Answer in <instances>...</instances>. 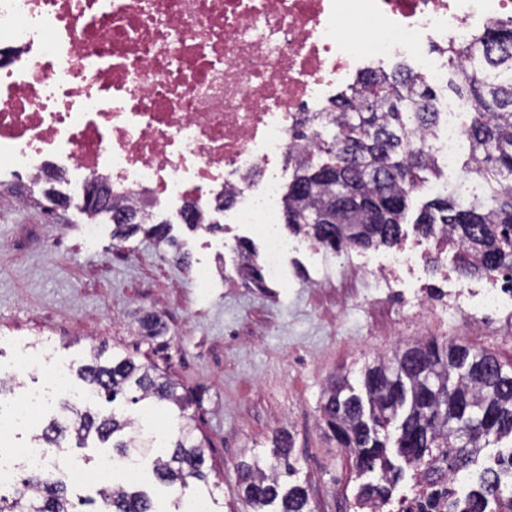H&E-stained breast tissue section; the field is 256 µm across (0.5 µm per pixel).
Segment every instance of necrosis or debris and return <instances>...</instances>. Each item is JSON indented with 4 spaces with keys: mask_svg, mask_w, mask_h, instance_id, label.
I'll return each instance as SVG.
<instances>
[{
    "mask_svg": "<svg viewBox=\"0 0 512 512\" xmlns=\"http://www.w3.org/2000/svg\"><path fill=\"white\" fill-rule=\"evenodd\" d=\"M505 18L512 0H0V163L33 181L50 167L92 174L136 206L197 204L215 189L235 223L265 237L275 276L295 246L279 229V171L289 156L316 153L314 137H293L305 116L375 61L412 60L430 84L446 85L437 50ZM463 135L461 113H447L426 141L430 155L454 167ZM447 252L437 238L354 264L372 287L418 288L432 254L452 309H512V275L463 282ZM58 465L43 442L0 449V487L20 495L17 469ZM143 466L105 456L70 478L129 482Z\"/></svg>",
    "mask_w": 512,
    "mask_h": 512,
    "instance_id": "1",
    "label": "necrosis or debris"
}]
</instances>
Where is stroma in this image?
<instances>
[{
  "label": "stroma",
  "instance_id": "obj_1",
  "mask_svg": "<svg viewBox=\"0 0 512 512\" xmlns=\"http://www.w3.org/2000/svg\"><path fill=\"white\" fill-rule=\"evenodd\" d=\"M65 209L51 208L43 185H31L0 165V407L19 395L47 390L39 361L75 368L92 351L154 363L172 380L201 392L188 410L208 439L207 482L186 494L205 499L210 512H253L238 482L237 466L272 460L280 438L292 441L299 484L313 512H354L366 476L339 448L322 411L334 376L360 387L367 365L428 338L453 341L512 365V315L491 325L450 313L440 292L429 313L418 312L414 288H370L364 276L342 269L334 254L300 247L281 262L265 289L235 279L236 238L263 244L251 227L225 221L215 234L188 231L165 203L154 209L168 221L189 264L143 236L116 244L112 222H89L82 194ZM206 273L199 282L198 273ZM155 316L156 330L143 328ZM64 394L35 409L26 427L0 416V444L19 448L57 415Z\"/></svg>",
  "mask_w": 512,
  "mask_h": 512
}]
</instances>
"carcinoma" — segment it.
I'll list each match as a JSON object with an SVG mask.
<instances>
[{"label":"carcinoma","instance_id":"carcinoma-1","mask_svg":"<svg viewBox=\"0 0 512 512\" xmlns=\"http://www.w3.org/2000/svg\"><path fill=\"white\" fill-rule=\"evenodd\" d=\"M448 65L455 76L450 87L465 107V136L470 144L469 170L481 190L459 199L448 191L427 203L415 224L425 239L447 233L458 245L456 267L465 276L487 277L512 270V18L487 26L466 46L448 44ZM436 94L426 80L405 65L371 73L336 98L329 109L315 112L309 126L335 129L332 139H319L316 156L288 159L294 176L284 196L283 221L329 252L358 247H392L402 237V221L412 192L439 173L427 153L426 136L436 133ZM126 211L134 224H115L112 239L126 241L142 232L185 253L169 235V226L153 222L150 211L112 207L84 209L88 219ZM237 270L248 288L264 287L257 251L249 239L237 240ZM101 352L77 369L94 393L112 404L103 414L90 406L62 407L41 438L52 446L72 429L78 447L92 435L112 440V456L125 457L135 439H124L136 421L117 407L119 401L150 399L178 410L174 432L165 436V452L147 462L155 480L166 487H189L206 473V444L194 436L185 411L192 394L156 365L114 355L100 363ZM364 394L343 380L333 382L322 411L339 447L356 458L363 472L380 469L379 482L361 486L359 498L385 504L402 476L390 452L416 467L419 491L416 512H512V451L479 474L478 485L461 497L454 481L478 461L490 441L512 438V371L491 354L456 343L421 341L396 351L363 372ZM394 447H389V429ZM292 476L290 462L255 459L239 467V485L255 509L276 501L281 512H312L307 491L298 484L283 489L278 468ZM24 493L0 512H73L67 485L38 474L23 480ZM106 512H154L151 499L139 490L116 484L100 491Z\"/></svg>","mask_w":512,"mask_h":512}]
</instances>
